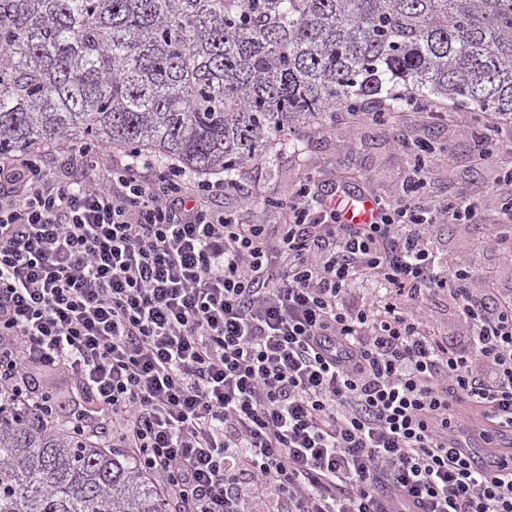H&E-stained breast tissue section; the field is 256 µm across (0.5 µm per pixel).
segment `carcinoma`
<instances>
[{"instance_id": "1", "label": "carcinoma", "mask_w": 512, "mask_h": 512, "mask_svg": "<svg viewBox=\"0 0 512 512\" xmlns=\"http://www.w3.org/2000/svg\"><path fill=\"white\" fill-rule=\"evenodd\" d=\"M388 85L385 112L512 119V0H0V156L77 135L241 190ZM169 509L126 449L0 392V512Z\"/></svg>"}]
</instances>
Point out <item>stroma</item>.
<instances>
[{
    "label": "stroma",
    "mask_w": 512,
    "mask_h": 512,
    "mask_svg": "<svg viewBox=\"0 0 512 512\" xmlns=\"http://www.w3.org/2000/svg\"><path fill=\"white\" fill-rule=\"evenodd\" d=\"M432 138L445 144V152L437 154L429 171L437 200L451 196L483 197L486 223L444 224L430 226L428 236L449 258H462L480 271H490L502 283L512 284V260L504 259L496 243L489 238L488 225L498 217L495 199L484 198L488 179L494 168L476 165L473 156L471 128L468 120L455 123L433 122L419 111L408 109L392 127L381 128L342 115L335 130H306L302 149L271 158L259 168L256 179L244 190L218 195L216 207L246 215L254 202L268 197H287L289 190L307 174H314L320 188L334 187L337 179L348 180L359 192H367L388 202L397 201L403 184L411 175L406 156L397 142ZM426 316L444 337L463 340L467 325L453 300L446 295L430 297L424 304Z\"/></svg>",
    "instance_id": "obj_1"
}]
</instances>
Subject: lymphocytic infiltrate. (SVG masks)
I'll use <instances>...</instances> for the list:
<instances>
[{
  "label": "lymphocytic infiltrate",
  "instance_id": "1",
  "mask_svg": "<svg viewBox=\"0 0 512 512\" xmlns=\"http://www.w3.org/2000/svg\"><path fill=\"white\" fill-rule=\"evenodd\" d=\"M0 157V386L110 430L185 512H512V452L483 476L448 446L462 409L512 430V286H470L427 228L481 200L377 201L308 183L278 233L213 207L223 180L81 146ZM364 287L359 305L348 298ZM449 293L462 343L425 318ZM356 204L350 206L343 216V220L348 224H368L372 221V209L374 203L368 198L356 199Z\"/></svg>",
  "mask_w": 512,
  "mask_h": 512
}]
</instances>
